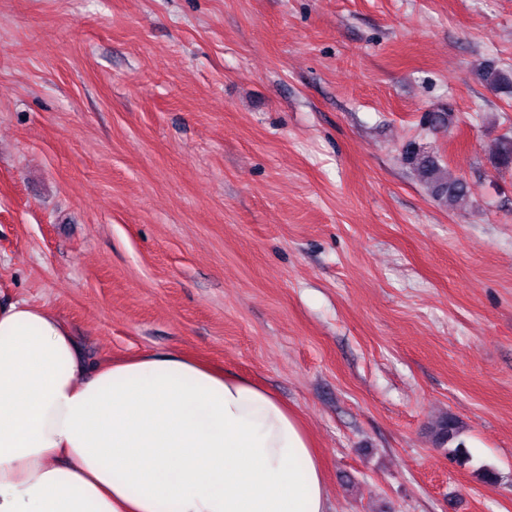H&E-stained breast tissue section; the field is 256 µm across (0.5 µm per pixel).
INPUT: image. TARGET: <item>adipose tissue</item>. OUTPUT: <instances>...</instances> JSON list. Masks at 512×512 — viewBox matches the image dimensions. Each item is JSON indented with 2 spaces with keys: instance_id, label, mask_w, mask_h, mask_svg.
Listing matches in <instances>:
<instances>
[{
  "instance_id": "obj_1",
  "label": "adipose tissue",
  "mask_w": 512,
  "mask_h": 512,
  "mask_svg": "<svg viewBox=\"0 0 512 512\" xmlns=\"http://www.w3.org/2000/svg\"><path fill=\"white\" fill-rule=\"evenodd\" d=\"M0 512H328L286 403L178 352L91 362L64 321L0 302Z\"/></svg>"
}]
</instances>
